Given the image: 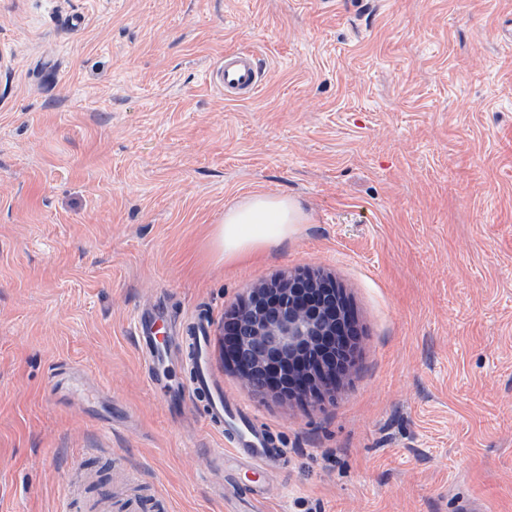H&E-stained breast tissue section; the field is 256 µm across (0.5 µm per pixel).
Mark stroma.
Returning <instances> with one entry per match:
<instances>
[{
    "mask_svg": "<svg viewBox=\"0 0 512 512\" xmlns=\"http://www.w3.org/2000/svg\"><path fill=\"white\" fill-rule=\"evenodd\" d=\"M251 48L267 80L208 75ZM305 224L227 264L226 207ZM299 269L360 341L334 394L246 390L224 315ZM208 321L224 398L281 457L224 473L200 398L134 335ZM169 512H512V0H0V512L68 483ZM264 79L254 52L247 49L225 51L209 73L210 84L224 92L225 99L232 101L255 97ZM163 314L161 307L148 308L141 312L135 324L139 349L149 359L153 376L168 362L170 330L164 332L166 336H160L159 332L160 324L166 322L160 318Z\"/></svg>",
    "mask_w": 512,
    "mask_h": 512,
    "instance_id": "obj_1",
    "label": "stroma"
}]
</instances>
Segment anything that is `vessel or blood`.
<instances>
[{"label":"vessel or blood","mask_w":512,"mask_h":512,"mask_svg":"<svg viewBox=\"0 0 512 512\" xmlns=\"http://www.w3.org/2000/svg\"><path fill=\"white\" fill-rule=\"evenodd\" d=\"M265 75L254 52L238 49L225 52L220 62L209 73L211 85L220 89L225 99L232 101L248 100L255 97L263 86ZM162 308L152 307L143 310L135 328L138 346L148 358L152 372H159L168 362L170 339L160 333ZM206 326L196 323L186 338L190 348L184 359L190 369L187 386L171 387L163 391L165 401L177 400L184 393H192L207 404V417L210 425L217 430H225L228 453L225 462L247 467H265L268 461L278 456L279 451L267 447L265 439L250 429L233 427L235 419L244 417L242 407L228 408L224 405V391L212 376L205 354Z\"/></svg>","instance_id":"b4317fda"}]
</instances>
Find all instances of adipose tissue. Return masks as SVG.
Instances as JSON below:
<instances>
[{
    "label": "adipose tissue",
    "mask_w": 512,
    "mask_h": 512,
    "mask_svg": "<svg viewBox=\"0 0 512 512\" xmlns=\"http://www.w3.org/2000/svg\"><path fill=\"white\" fill-rule=\"evenodd\" d=\"M306 214L294 199L277 194L248 196L224 211L212 247L227 263L245 260L292 236Z\"/></svg>",
    "instance_id": "adipose-tissue-1"
}]
</instances>
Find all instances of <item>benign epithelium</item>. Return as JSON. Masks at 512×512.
I'll return each mask as SVG.
<instances>
[{
	"mask_svg": "<svg viewBox=\"0 0 512 512\" xmlns=\"http://www.w3.org/2000/svg\"><path fill=\"white\" fill-rule=\"evenodd\" d=\"M358 343L343 289L312 271L255 285L224 316V355L258 392L330 394L349 373Z\"/></svg>",
	"mask_w": 512,
	"mask_h": 512,
	"instance_id": "obj_1",
	"label": "benign epithelium"
}]
</instances>
